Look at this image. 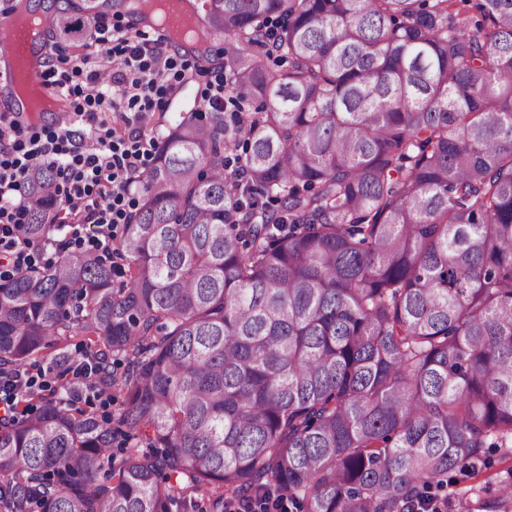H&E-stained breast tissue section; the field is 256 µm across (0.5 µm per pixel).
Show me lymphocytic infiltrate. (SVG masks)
Masks as SVG:
<instances>
[{
    "label": "lymphocytic infiltrate",
    "mask_w": 512,
    "mask_h": 512,
    "mask_svg": "<svg viewBox=\"0 0 512 512\" xmlns=\"http://www.w3.org/2000/svg\"><path fill=\"white\" fill-rule=\"evenodd\" d=\"M85 32L97 51L76 58L51 51L43 73L69 102L64 120L38 128L19 113H0V276L38 259L19 226L27 175L45 164L58 171L54 248L111 254L134 210V187L153 160L157 131L151 118L186 79L185 64L133 26L96 18ZM106 70L112 79L105 83L100 75Z\"/></svg>",
    "instance_id": "obj_1"
}]
</instances>
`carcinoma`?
<instances>
[{
  "instance_id": "obj_1",
  "label": "carcinoma",
  "mask_w": 512,
  "mask_h": 512,
  "mask_svg": "<svg viewBox=\"0 0 512 512\" xmlns=\"http://www.w3.org/2000/svg\"><path fill=\"white\" fill-rule=\"evenodd\" d=\"M125 0H67L56 44ZM243 122L190 112L94 252L0 279V512H406L512 447V0H198ZM55 170L22 235L57 231ZM126 361L121 375L112 358ZM55 348L56 347H52L45 350L41 354L43 359L39 360L36 367H46L57 353V351H54ZM44 367L37 368L35 372L34 370L27 368L26 371L17 372L16 375H5L4 372H2L0 375V399L3 397V401L5 398V400L8 401V404H10L9 400L12 402H16L17 400L18 402H25L27 398L24 394L36 385L41 375H51L49 370L50 368L47 367L45 369ZM6 388L9 390V394L8 392L4 391Z\"/></svg>"
}]
</instances>
